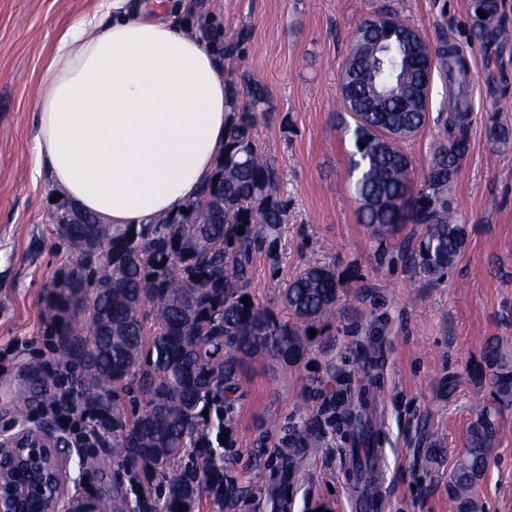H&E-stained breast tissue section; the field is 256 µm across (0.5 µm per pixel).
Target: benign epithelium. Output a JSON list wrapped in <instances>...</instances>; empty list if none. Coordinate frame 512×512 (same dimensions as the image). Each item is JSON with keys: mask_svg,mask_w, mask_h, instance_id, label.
Returning a JSON list of instances; mask_svg holds the SVG:
<instances>
[{"mask_svg": "<svg viewBox=\"0 0 512 512\" xmlns=\"http://www.w3.org/2000/svg\"><path fill=\"white\" fill-rule=\"evenodd\" d=\"M70 447L39 425L0 438V512H102L91 494H68Z\"/></svg>", "mask_w": 512, "mask_h": 512, "instance_id": "1", "label": "benign epithelium"}]
</instances>
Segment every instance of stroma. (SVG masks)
Returning <instances> with one entry per match:
<instances>
[{
    "instance_id": "1",
    "label": "stroma",
    "mask_w": 512,
    "mask_h": 512,
    "mask_svg": "<svg viewBox=\"0 0 512 512\" xmlns=\"http://www.w3.org/2000/svg\"><path fill=\"white\" fill-rule=\"evenodd\" d=\"M192 25L212 18L235 43L229 76L256 83L268 102L256 137L279 173L288 222L277 260L256 254L250 292L256 303L287 319L281 294L304 268L325 263L341 275L336 318L310 338L295 365L266 357L238 377L228 433L233 467L247 481L241 512H271L267 464L289 424L314 417L335 388L328 366L350 370L356 351L384 356L381 373L388 512H452L447 485L489 381L468 374L492 338L512 344V142L487 134L489 121L512 128V37H476L470 0H195ZM103 0H0V434L52 420L58 366L48 333L44 286L70 265L50 221L54 191L35 150L33 84L60 35L75 20L100 12ZM390 11L431 44L454 42L471 65L469 154L449 199L467 220L458 263L441 281L410 268L405 255L421 229L407 225L380 244L357 220L349 177L352 141L341 79L352 32L366 17ZM448 83L435 75L425 126L403 144L415 173L446 136ZM25 388L26 402L15 399ZM489 468L477 489L485 512H512V408L498 417ZM90 451L74 448L75 493L112 502V473L82 470ZM338 446L310 452L291 512H347Z\"/></svg>"
}]
</instances>
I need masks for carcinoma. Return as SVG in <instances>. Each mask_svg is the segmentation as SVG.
<instances>
[{"label":"carcinoma","instance_id":"carcinoma-1","mask_svg":"<svg viewBox=\"0 0 512 512\" xmlns=\"http://www.w3.org/2000/svg\"><path fill=\"white\" fill-rule=\"evenodd\" d=\"M480 9L485 17L474 15L472 27L482 33L495 18L496 0H482ZM469 72L465 54L448 39L428 51L414 27L381 12L353 33L342 76V97L354 121L345 131L354 147L350 176L359 223L381 244L404 224L420 226L407 260L437 280L453 269L467 238L448 192L469 151ZM436 73L448 79L457 102L445 120L447 138L434 148L416 189L413 162L401 144L427 122ZM266 104L263 87L247 85L240 92L229 85L224 156L185 210L137 227L101 224L86 211L74 221L73 205L64 199L51 213L73 266L48 284L49 333L59 337L65 361H77L86 377L94 370L85 380L86 398L112 415L111 451L91 455L83 465L100 473L131 469L142 488L131 502L115 483L112 512H193L206 491L236 509L246 493L244 476L226 466L221 436L231 414L228 395L236 391L246 359L262 355L296 364L309 330L335 315L340 275L334 266H309L289 281L282 293L285 321L249 291L254 255H273L288 221L278 171L265 160L255 133ZM470 374L490 377L491 393L470 422L450 472L448 498L456 512H483L476 487L496 444L498 414L512 406V349L488 343ZM121 390L136 403L129 416L107 400ZM342 402L331 394L320 418L295 422L280 437L271 465L273 512L291 508L290 475L303 469L310 449L338 433L354 448L380 438L365 390L349 408L341 409Z\"/></svg>","mask_w":512,"mask_h":512}]
</instances>
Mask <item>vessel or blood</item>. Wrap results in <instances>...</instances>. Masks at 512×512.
Listing matches in <instances>:
<instances>
[{
  "instance_id": "obj_1",
  "label": "vessel or blood",
  "mask_w": 512,
  "mask_h": 512,
  "mask_svg": "<svg viewBox=\"0 0 512 512\" xmlns=\"http://www.w3.org/2000/svg\"><path fill=\"white\" fill-rule=\"evenodd\" d=\"M341 473L349 493V512H387V498L382 489V462L379 458H372L359 467L350 455H343Z\"/></svg>"
}]
</instances>
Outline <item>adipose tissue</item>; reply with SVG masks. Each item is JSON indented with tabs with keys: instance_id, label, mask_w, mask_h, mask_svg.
Here are the masks:
<instances>
[{
	"instance_id": "1",
	"label": "adipose tissue",
	"mask_w": 512,
	"mask_h": 512,
	"mask_svg": "<svg viewBox=\"0 0 512 512\" xmlns=\"http://www.w3.org/2000/svg\"><path fill=\"white\" fill-rule=\"evenodd\" d=\"M192 0H112L69 26L34 88L35 148L58 194L103 224L196 198L224 151V61L181 15Z\"/></svg>"
}]
</instances>
